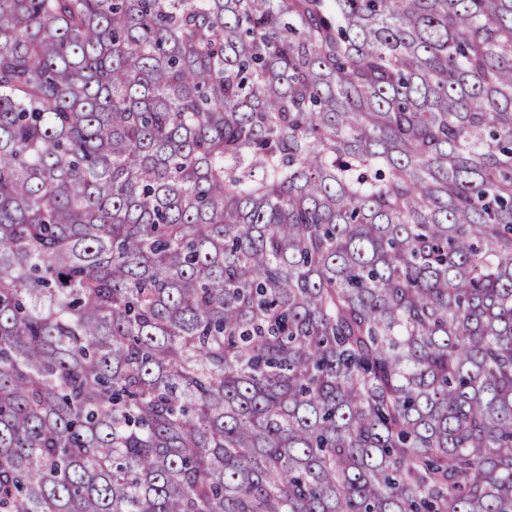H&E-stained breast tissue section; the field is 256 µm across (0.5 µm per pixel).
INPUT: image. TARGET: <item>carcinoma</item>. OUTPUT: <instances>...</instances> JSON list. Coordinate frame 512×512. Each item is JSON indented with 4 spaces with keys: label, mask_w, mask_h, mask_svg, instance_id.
Returning <instances> with one entry per match:
<instances>
[{
    "label": "carcinoma",
    "mask_w": 512,
    "mask_h": 512,
    "mask_svg": "<svg viewBox=\"0 0 512 512\" xmlns=\"http://www.w3.org/2000/svg\"><path fill=\"white\" fill-rule=\"evenodd\" d=\"M0 512H512V0H0Z\"/></svg>",
    "instance_id": "cac0c4a2"
}]
</instances>
